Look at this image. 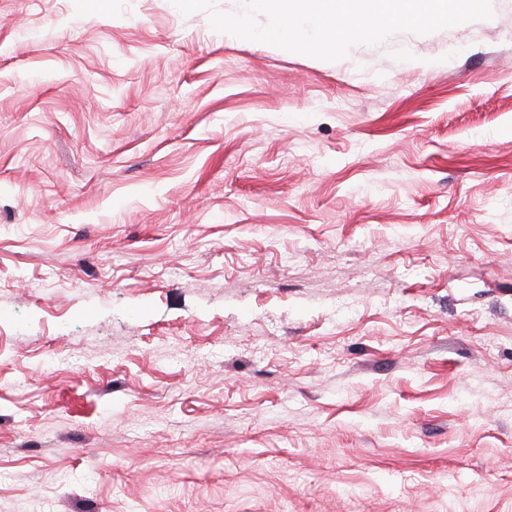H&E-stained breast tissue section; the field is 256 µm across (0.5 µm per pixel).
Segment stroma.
I'll use <instances>...</instances> for the list:
<instances>
[{"mask_svg": "<svg viewBox=\"0 0 512 512\" xmlns=\"http://www.w3.org/2000/svg\"><path fill=\"white\" fill-rule=\"evenodd\" d=\"M492 8L330 62L0 0V512H512Z\"/></svg>", "mask_w": 512, "mask_h": 512, "instance_id": "35a3bbf8", "label": "stroma"}]
</instances>
